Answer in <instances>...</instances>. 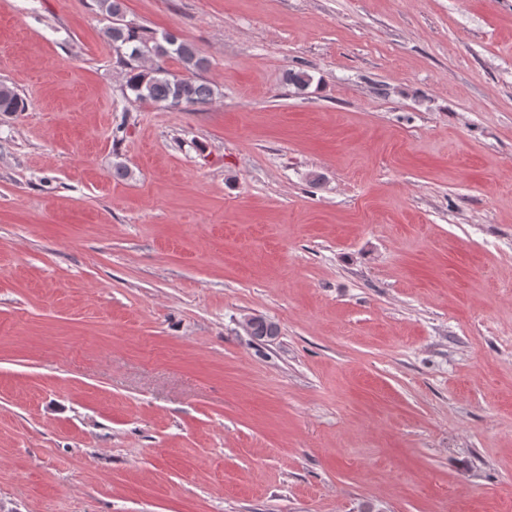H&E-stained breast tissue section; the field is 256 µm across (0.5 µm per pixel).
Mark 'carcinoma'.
<instances>
[{"label": "carcinoma", "instance_id": "cac0c4a2", "mask_svg": "<svg viewBox=\"0 0 512 512\" xmlns=\"http://www.w3.org/2000/svg\"><path fill=\"white\" fill-rule=\"evenodd\" d=\"M98 6L112 19V25L107 28V36L116 50L127 51L128 59L132 61H156V66L150 69L130 68L127 88L135 99L177 110L206 104L212 99L213 89L192 77V74L205 69L208 64L193 43L172 32H163L158 37L144 36L139 27L124 22L123 0H98ZM169 57L176 58L186 74L175 75L161 65V61ZM23 108L20 96L11 87L0 84V112L10 114Z\"/></svg>", "mask_w": 512, "mask_h": 512}]
</instances>
